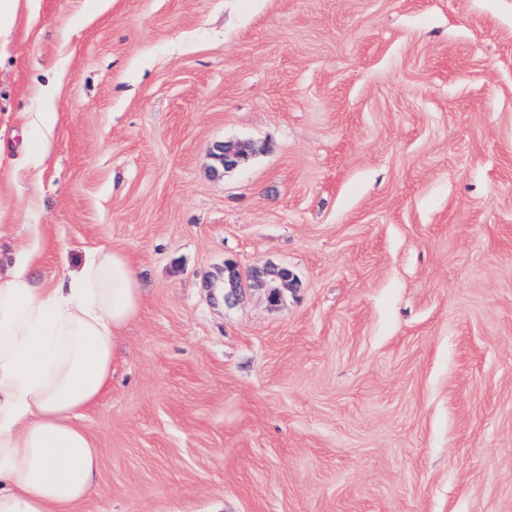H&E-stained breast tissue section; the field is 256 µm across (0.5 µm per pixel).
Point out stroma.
<instances>
[{
  "mask_svg": "<svg viewBox=\"0 0 512 512\" xmlns=\"http://www.w3.org/2000/svg\"><path fill=\"white\" fill-rule=\"evenodd\" d=\"M22 241L144 288L78 512H512V0H29L1 266ZM228 261L295 281L228 300ZM250 157L248 150L236 141H224L217 147L215 158L224 167V171L232 170L246 163Z\"/></svg>",
  "mask_w": 512,
  "mask_h": 512,
  "instance_id": "35a3bbf8",
  "label": "stroma"
}]
</instances>
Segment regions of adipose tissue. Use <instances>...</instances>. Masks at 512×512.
I'll return each instance as SVG.
<instances>
[{
    "instance_id": "obj_1",
    "label": "adipose tissue",
    "mask_w": 512,
    "mask_h": 512,
    "mask_svg": "<svg viewBox=\"0 0 512 512\" xmlns=\"http://www.w3.org/2000/svg\"><path fill=\"white\" fill-rule=\"evenodd\" d=\"M36 251L0 271V512H76L99 450L78 420L112 386L118 341L143 305L122 250L38 281Z\"/></svg>"
}]
</instances>
